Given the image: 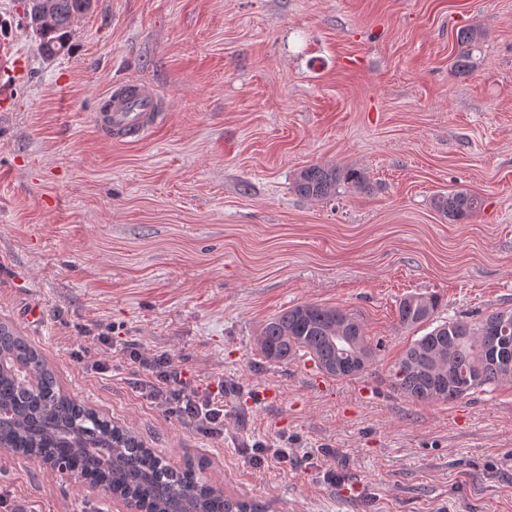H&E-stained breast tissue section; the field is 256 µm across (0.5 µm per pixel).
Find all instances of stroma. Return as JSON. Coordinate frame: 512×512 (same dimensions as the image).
Wrapping results in <instances>:
<instances>
[{
    "mask_svg": "<svg viewBox=\"0 0 512 512\" xmlns=\"http://www.w3.org/2000/svg\"><path fill=\"white\" fill-rule=\"evenodd\" d=\"M22 13L0 0L20 61L0 112V320L64 391L272 512H512V384L426 403L389 377L426 332L400 324L403 298L437 296L439 321L512 309V0H95L51 59ZM468 28L483 36L458 71ZM133 79L164 120L122 140L93 116ZM315 163L370 188L304 198ZM455 189L484 199L458 224L431 205ZM302 303L362 322V375L262 356L263 326ZM130 346L226 384L223 440L147 399ZM283 435L287 467L251 466ZM0 489V512L122 510L4 451Z\"/></svg>",
    "mask_w": 512,
    "mask_h": 512,
    "instance_id": "obj_1",
    "label": "stroma"
}]
</instances>
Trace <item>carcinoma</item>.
Masks as SVG:
<instances>
[{
  "label": "carcinoma",
  "mask_w": 512,
  "mask_h": 512,
  "mask_svg": "<svg viewBox=\"0 0 512 512\" xmlns=\"http://www.w3.org/2000/svg\"><path fill=\"white\" fill-rule=\"evenodd\" d=\"M53 25L37 37L40 52L59 57L69 50L72 26L92 8V0H55ZM482 38L478 29L458 34L460 51L454 67L467 66L471 47ZM354 190L369 189L367 175L355 168L316 163L302 169L293 188L299 195L325 200L336 195L340 185ZM432 207L450 222H462L481 210L484 199L464 190L433 196ZM438 302L433 297L412 295L401 300L398 319L411 327L433 320ZM504 311L492 312L476 322L448 320L411 343L392 370L393 385L405 395L422 402L453 401L490 383L511 381L500 364L488 358L484 337L499 324ZM258 344L263 356L284 363L298 352L308 354L327 375L345 379L370 365L375 347L361 322L332 307L304 303L271 318L262 328ZM0 353L22 364H32L37 388L30 393L20 388L21 374L0 371V406L12 415L0 420V442L85 474L105 484L118 497L138 500L145 512H260L254 502L232 499L202 480L204 460L187 461L173 469L153 450L142 448L133 432L115 425L61 393L54 370L16 329L0 322ZM447 357L443 390L429 375V358Z\"/></svg>",
  "instance_id": "cac0c4a2"
}]
</instances>
